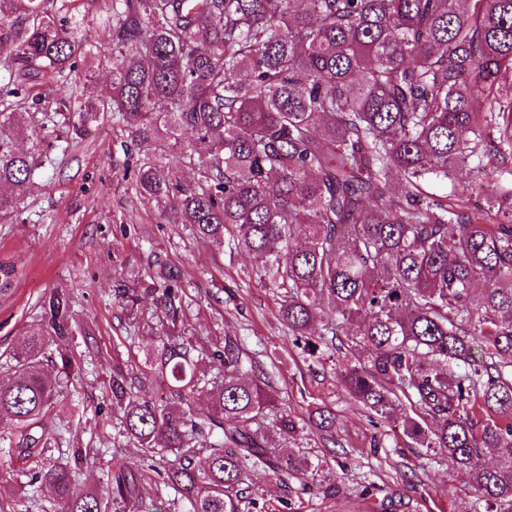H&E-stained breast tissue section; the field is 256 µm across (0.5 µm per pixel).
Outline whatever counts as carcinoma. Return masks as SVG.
Listing matches in <instances>:
<instances>
[{"instance_id":"cac0c4a2","label":"carcinoma","mask_w":512,"mask_h":512,"mask_svg":"<svg viewBox=\"0 0 512 512\" xmlns=\"http://www.w3.org/2000/svg\"><path fill=\"white\" fill-rule=\"evenodd\" d=\"M78 2L0 0V52L17 64L8 94L34 80L60 88V110L26 126L0 109V219L17 210L51 125L74 140L110 121L162 142L175 170L141 164L140 192L194 237L252 256L305 358L344 352L340 383L376 420L465 469L485 512H512V0H111L112 81L95 103L65 90L92 52L68 25ZM463 170L485 199L478 213L430 191ZM158 280L161 344L136 376L112 369L120 436L171 455L165 483L189 512H245L258 475L305 486L322 463L277 457L252 429L270 382L244 376L255 361L233 336L209 353L218 375L201 378L203 352L172 335L180 285ZM327 310L336 321L323 322ZM75 332L56 289L0 381V443L53 489L57 512L135 507L144 473L84 489L46 455L58 389L43 357L75 374ZM154 379L164 389L138 401ZM14 435L24 447L6 444ZM14 482L1 466L0 510L8 497L9 512H28Z\"/></svg>"}]
</instances>
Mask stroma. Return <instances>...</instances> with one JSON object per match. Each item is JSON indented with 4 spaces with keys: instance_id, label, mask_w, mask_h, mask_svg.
<instances>
[{
    "instance_id": "35a3bbf8",
    "label": "stroma",
    "mask_w": 512,
    "mask_h": 512,
    "mask_svg": "<svg viewBox=\"0 0 512 512\" xmlns=\"http://www.w3.org/2000/svg\"><path fill=\"white\" fill-rule=\"evenodd\" d=\"M103 10V0H82L78 8V34L97 48L96 57L72 75L82 101L96 99L110 79V42L98 22ZM43 152L12 220L0 221V261L15 268L11 290L0 293V374H7L13 351L38 323L45 298L65 289L79 330L73 355L81 374L62 387L46 426L59 433L61 452L87 450L92 464L78 474L81 487L97 489L120 470L148 465L119 434L112 367L139 368L154 349L160 303L151 287L163 268L184 284L178 320L184 336L207 350L237 337L257 374L270 379L276 410L295 420L288 438L274 431L271 417L259 420L276 455L323 463L301 496L257 477L258 503L251 512H358L364 505L358 485L367 480L399 498L385 512H482L465 471L451 460H426L402 435L384 437L382 448L374 449L378 431L341 386L334 359L318 363L293 347L278 313L279 296L261 286L247 254L195 238L188 225L139 192L140 162L163 156L157 143L108 124L79 142L47 137ZM122 288L136 289L137 301L119 297ZM313 405L334 413L333 433L309 421ZM329 485L336 496H324Z\"/></svg>"
}]
</instances>
